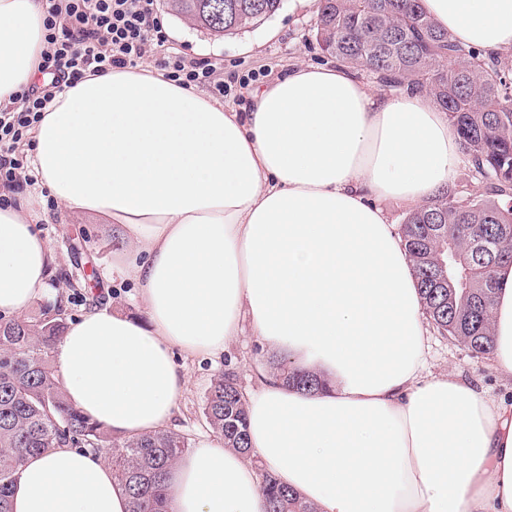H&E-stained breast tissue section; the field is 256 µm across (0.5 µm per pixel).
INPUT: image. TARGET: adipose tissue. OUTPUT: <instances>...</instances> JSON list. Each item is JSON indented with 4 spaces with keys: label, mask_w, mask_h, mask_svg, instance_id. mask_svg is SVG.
Masks as SVG:
<instances>
[{
    "label": "adipose tissue",
    "mask_w": 512,
    "mask_h": 512,
    "mask_svg": "<svg viewBox=\"0 0 512 512\" xmlns=\"http://www.w3.org/2000/svg\"><path fill=\"white\" fill-rule=\"evenodd\" d=\"M460 43L512 47V0H421ZM44 0H0V111L46 49ZM36 188L0 205V312L23 316L58 257L45 196L91 213L121 246L144 316L91 308L54 349L71 405L117 440L167 430L189 379L176 355L243 332L308 391L256 363L249 452L196 441L165 475L167 512H264L262 474L316 512H512V396L425 371L411 262L381 206L446 193L463 153L424 93L385 95L347 66L299 65L228 109L148 64L61 85L34 130ZM496 374L512 381V264L497 272ZM96 453L32 455L11 512H129Z\"/></svg>",
    "instance_id": "ef3b65f1"
}]
</instances>
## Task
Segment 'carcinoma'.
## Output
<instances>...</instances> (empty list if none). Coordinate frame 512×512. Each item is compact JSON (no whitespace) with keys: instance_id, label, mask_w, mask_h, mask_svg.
I'll use <instances>...</instances> for the list:
<instances>
[{"instance_id":"obj_1","label":"carcinoma","mask_w":512,"mask_h":512,"mask_svg":"<svg viewBox=\"0 0 512 512\" xmlns=\"http://www.w3.org/2000/svg\"><path fill=\"white\" fill-rule=\"evenodd\" d=\"M283 0H166L195 29L221 39L264 24ZM322 49L371 73L383 87L425 92L448 113L471 176L485 192L457 185L410 212L403 227L424 310L436 328L475 355L492 347L496 268L512 262V60L453 41L420 0H317ZM455 253L451 283L436 282L439 259ZM65 310L0 322V512H10L12 476L29 455L64 445L103 452L125 487L131 512H166L163 477L189 448L164 431L118 441L66 399L50 358L65 330ZM224 447L248 452L247 417L236 376L214 377L203 401ZM265 512H314L296 492L262 475Z\"/></svg>"}]
</instances>
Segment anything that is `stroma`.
Returning a JSON list of instances; mask_svg holds the SVG:
<instances>
[{
	"mask_svg": "<svg viewBox=\"0 0 512 512\" xmlns=\"http://www.w3.org/2000/svg\"><path fill=\"white\" fill-rule=\"evenodd\" d=\"M161 18L169 32L170 51L217 63L230 92L225 105L247 111L251 91L240 88L243 75L258 73L271 82L296 64L327 65L333 58L325 54L315 39L316 7L313 0H284L282 9L262 26L235 37L214 40L191 28L169 10ZM49 223L40 225L60 259L50 279L42 304L61 302L68 317L82 315L95 302L128 314H142L138 290L132 282L112 274V253L117 241L104 221L92 214L73 215L51 209ZM428 370L439 375L451 370L476 378L491 393L504 388L484 357L476 356L436 327H429ZM270 357L254 337L242 336L227 351L215 357L198 356L185 361L189 388L173 424L175 432L197 440L209 433L203 415L204 395L212 379L221 372L238 377L240 389L253 387L249 367Z\"/></svg>",
	"mask_w": 512,
	"mask_h": 512,
	"instance_id": "1",
	"label": "stroma"
}]
</instances>
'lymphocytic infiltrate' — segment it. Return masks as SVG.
Segmentation results:
<instances>
[{
	"label": "lymphocytic infiltrate",
	"mask_w": 512,
	"mask_h": 512,
	"mask_svg": "<svg viewBox=\"0 0 512 512\" xmlns=\"http://www.w3.org/2000/svg\"><path fill=\"white\" fill-rule=\"evenodd\" d=\"M43 19L48 45L41 68L47 85L22 88L15 107L0 112V186L14 189L26 181L18 148L41 121L61 81L77 82L88 73L136 66L147 53L163 51L168 80L179 86H204L216 97L228 92L217 67L166 53L169 35L159 18L158 0H47Z\"/></svg>",
	"instance_id": "lymphocytic-infiltrate-1"
}]
</instances>
